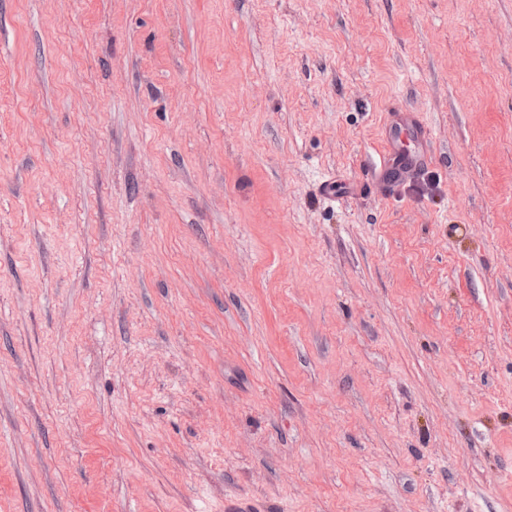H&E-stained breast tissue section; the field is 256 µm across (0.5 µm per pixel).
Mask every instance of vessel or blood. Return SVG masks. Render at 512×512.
I'll list each match as a JSON object with an SVG mask.
<instances>
[{
	"mask_svg": "<svg viewBox=\"0 0 512 512\" xmlns=\"http://www.w3.org/2000/svg\"><path fill=\"white\" fill-rule=\"evenodd\" d=\"M433 156V133L412 112L395 107L387 114L383 148L374 166L375 186L386 194L416 178Z\"/></svg>",
	"mask_w": 512,
	"mask_h": 512,
	"instance_id": "1",
	"label": "vessel or blood"
}]
</instances>
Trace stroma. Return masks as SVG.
<instances>
[{
	"label": "stroma",
	"mask_w": 512,
	"mask_h": 512,
	"mask_svg": "<svg viewBox=\"0 0 512 512\" xmlns=\"http://www.w3.org/2000/svg\"><path fill=\"white\" fill-rule=\"evenodd\" d=\"M228 494L512 512V0H0V512ZM412 142L414 149L408 148ZM433 156V133L413 112L400 107L387 113L383 148L379 161L374 164L378 172L376 189L382 194L395 191L408 180L416 178L430 163Z\"/></svg>",
	"instance_id": "1"
}]
</instances>
